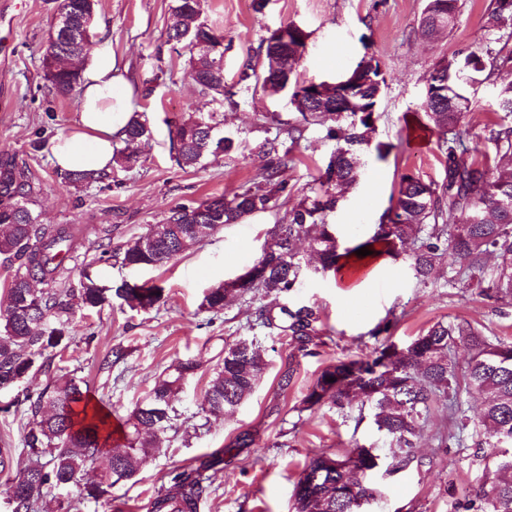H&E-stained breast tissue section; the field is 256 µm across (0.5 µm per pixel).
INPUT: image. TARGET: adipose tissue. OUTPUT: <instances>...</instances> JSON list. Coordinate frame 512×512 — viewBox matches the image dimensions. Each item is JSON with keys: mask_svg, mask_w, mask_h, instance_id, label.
Here are the masks:
<instances>
[{"mask_svg": "<svg viewBox=\"0 0 512 512\" xmlns=\"http://www.w3.org/2000/svg\"><path fill=\"white\" fill-rule=\"evenodd\" d=\"M79 127L52 147L55 164L63 170L111 167L114 146L136 110L132 84L107 45H100L81 73Z\"/></svg>", "mask_w": 512, "mask_h": 512, "instance_id": "ef3b65f1", "label": "adipose tissue"}]
</instances>
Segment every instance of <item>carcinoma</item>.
Listing matches in <instances>:
<instances>
[{"instance_id": "obj_1", "label": "carcinoma", "mask_w": 512, "mask_h": 512, "mask_svg": "<svg viewBox=\"0 0 512 512\" xmlns=\"http://www.w3.org/2000/svg\"><path fill=\"white\" fill-rule=\"evenodd\" d=\"M462 7L461 0H426L419 20L421 35L438 36L451 28ZM90 0H58V10L67 18L66 28L52 30L41 60L42 68L54 59L56 68L44 72L49 90L59 96L77 92L81 81L84 47L75 33ZM203 0H177L168 30V41L187 42L192 53L191 76L199 91L230 106L235 92L224 79L222 38L211 34L207 47L194 44L189 26L202 13ZM489 42L479 53L444 58L430 72L427 82L439 92L422 99L424 118L433 123L437 148L444 169L438 184L414 173L400 176L397 197L373 235L346 246L336 227L326 222L346 193L359 183L362 156L370 146L369 133L386 77L380 62L364 57L348 75L358 81L357 96L348 103L339 87L317 101L303 94L305 82L298 67L306 50L307 36L293 23L285 25L288 40L271 33L259 51L248 56L237 84L264 90H287L301 119L288 124L285 134L292 143L305 137L312 125L325 127L330 143L328 161L319 170L318 186L290 210L288 223L271 230L259 256L252 262L255 275L241 283L235 278L208 289L201 306L219 313L232 300L268 299L257 308V317L270 336H280L300 352H310L319 336V310L280 303L302 282L308 271L328 274L342 259L364 270L372 256L407 255L413 275L426 282L437 266L459 265L456 276L467 288H478L489 297L512 300V164L503 166L476 146L468 145L466 122L471 89L495 75L512 72V0H490L484 16ZM223 121L213 113L208 118L184 114L174 124L172 146L179 165L194 167L208 155L228 153L236 137L221 129ZM151 134L148 120L138 114L129 119L123 147L115 149L114 163L130 169L139 161L138 146ZM490 140L496 155L512 158V125L495 123ZM265 165L256 181L231 196L207 197L171 208L162 223L130 244L113 248L100 244L96 262L113 261L131 268L158 267L185 252L226 224L278 206L286 192L279 180L288 165L289 150L275 136L258 145ZM63 179L77 187L112 188L110 171H71ZM40 193L39 184L16 153L0 150V256L18 262L7 296L9 311L0 312V389L13 387L38 372L65 351L63 342L76 311L99 310L116 300L132 311H148L163 298L157 284L121 280L110 287L84 272L77 282L57 281L64 270L56 255L71 250L72 233L66 226L40 224L31 205ZM466 215L456 221L457 214ZM317 255L319 265L309 268L301 245ZM365 247L373 255L359 256ZM45 284L31 294L24 278ZM468 352L465 389L483 397L480 426L488 448L483 478L475 497L482 512H512V341L489 338L465 320L438 321L404 347L383 344L370 355L338 361L322 370L304 396V408L331 405L347 415L358 408L370 410L376 430L388 441L391 454L387 469L396 472L414 458L416 442L432 403L441 395L458 394L457 372L451 352L458 346ZM267 368L257 337L238 338L224 347V362L218 366L205 392L201 410L218 415L247 399ZM197 364L178 363L174 371L158 377L146 399L132 409L124 425V441L112 443L109 416L89 407L86 392L76 377L63 374L30 404L33 418L23 430L28 465L11 480L5 493L10 512H37L44 490L76 487L83 499H96L115 486L132 480L142 460L157 452L156 439L176 426L180 414L174 406L185 379ZM109 445V465L97 480L84 481L85 471ZM212 464L176 473L171 485L157 493L151 512H196L206 492ZM374 469L364 446L344 455L322 452L303 467L294 489V512H364V505L380 491L371 483Z\"/></svg>"}]
</instances>
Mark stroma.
Returning a JSON list of instances; mask_svg holds the SVG:
<instances>
[{
	"mask_svg": "<svg viewBox=\"0 0 512 512\" xmlns=\"http://www.w3.org/2000/svg\"><path fill=\"white\" fill-rule=\"evenodd\" d=\"M490 0H464L452 32L428 40L418 30L424 0H267L255 11L252 0H204L201 22L224 37V77L238 79L247 54L255 53L268 30L292 22L308 34L299 68L303 80H334L352 70L362 57L379 60L387 84L379 103L373 142L392 144L386 159L366 154L367 177L333 215L339 237L352 242L371 235L390 205L401 174L424 180L443 177L436 135L418 124L426 79L445 57L483 49L487 42L483 15ZM176 0H99L93 45L108 44L135 88L151 83L153 92L138 98L151 136L139 148L140 160L119 170L111 189L76 188L64 183L51 160V147L74 130L77 96L49 94L40 57L56 23V0H26L8 7L0 0V149H8L31 167L42 184L33 210L40 223L67 225L74 248L64 266L79 279L86 264L104 285L152 280L165 289V301L150 312L119 305L76 313L63 359L0 390V448L14 449V468L28 462L22 432L31 417V398L58 376L84 380L92 405L108 413L114 440L128 412L161 374L178 361L195 360L196 373L183 384L175 402L181 414L173 430L161 435L159 453L148 457L136 477L99 499L79 501L76 490L49 489L38 512H61L64 501L76 512H149L156 493L170 484L172 471L198 465L223 453L224 464L199 512H294V487L304 463L315 453L341 455L354 444H380L370 420L343 417L323 405L304 409L308 388L328 364L368 355L381 344L404 346L437 321L464 319L486 336L512 340V300H496L478 289L450 282L447 265H439L428 283H419L406 259L390 262L382 287L342 297L330 275L306 278L288 297L289 304L320 309V340L310 354L293 350L283 338L262 337L253 325L254 304L239 301L222 312L202 308L205 292L233 279L260 254L274 225L288 221L291 206L309 194L330 149L322 126L313 125L290 147V161L280 173L288 199L272 212L252 216L192 246L159 268L128 269L94 264L103 239L120 245L163 220L170 208L213 195L230 194L251 183L264 159L256 149L297 117L285 93L239 89L236 106L202 95L189 76L186 50L168 39ZM512 82L502 74L479 85L468 116L470 139L481 151L494 153L489 129L498 116V87ZM224 116V127L243 142L232 156H209L194 168L177 163L169 125L183 112ZM387 333L376 334L380 324ZM261 336L268 367L253 393L236 409L205 416L200 404L224 346L239 336ZM124 360L108 365L112 349ZM292 364L294 378L280 391L278 373ZM249 432L253 444L234 447L236 436ZM445 401H437L417 442L413 460L394 473L377 472L380 495L367 512H465L484 472L474 447L462 448L453 436Z\"/></svg>",
	"mask_w": 512,
	"mask_h": 512,
	"instance_id": "stroma-1",
	"label": "stroma"
}]
</instances>
